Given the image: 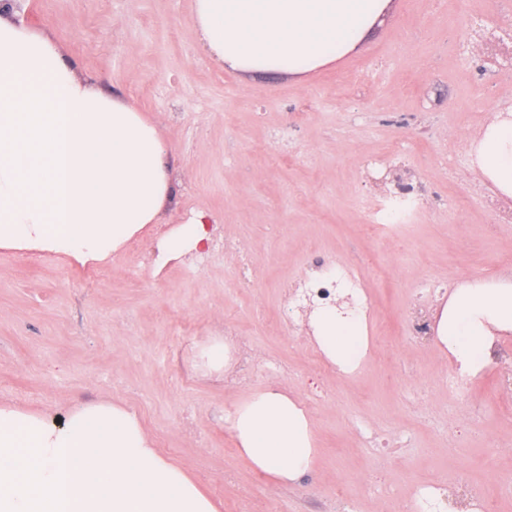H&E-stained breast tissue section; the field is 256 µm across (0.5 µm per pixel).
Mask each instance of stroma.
Masks as SVG:
<instances>
[{"label":"stroma","mask_w":512,"mask_h":512,"mask_svg":"<svg viewBox=\"0 0 512 512\" xmlns=\"http://www.w3.org/2000/svg\"><path fill=\"white\" fill-rule=\"evenodd\" d=\"M191 12L192 0H28L24 25L156 122L176 198L166 225L102 269L0 249V402L124 403L219 512H337L340 481L359 512L456 483L512 512L501 490L512 480V335L464 399L448 387L453 359L407 328L438 307L436 287L512 274V223L469 152L492 112L512 106V55L487 63L474 31L512 25L502 0H390L354 50L300 76L215 66ZM403 185L422 206L406 237L367 238L368 209ZM199 210L213 246L155 267L167 225ZM341 261L373 300L369 323L395 335L346 378L317 374L311 344L273 330L288 284ZM228 329L289 375L204 371L201 347ZM275 386L304 403L318 448L311 471L281 486L242 458L225 422Z\"/></svg>","instance_id":"stroma-1"}]
</instances>
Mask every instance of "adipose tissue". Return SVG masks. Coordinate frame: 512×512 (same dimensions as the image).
<instances>
[{
  "label": "adipose tissue",
  "instance_id": "1",
  "mask_svg": "<svg viewBox=\"0 0 512 512\" xmlns=\"http://www.w3.org/2000/svg\"><path fill=\"white\" fill-rule=\"evenodd\" d=\"M389 0H194L211 61L249 74L302 75L349 53ZM483 179L512 198V108L493 113L473 145ZM169 150L155 123L79 77L49 33L0 11V249L97 266L175 201ZM211 217L198 212L161 238L157 266L199 253ZM436 340L477 376L512 333V276L453 289L434 315ZM326 360L355 371L367 318L336 308L310 316ZM240 454L274 483L296 482L317 450L309 412L283 388L254 392L227 417ZM0 512H218L189 472L164 457L137 415L91 400L63 413L0 404Z\"/></svg>",
  "mask_w": 512,
  "mask_h": 512
}]
</instances>
